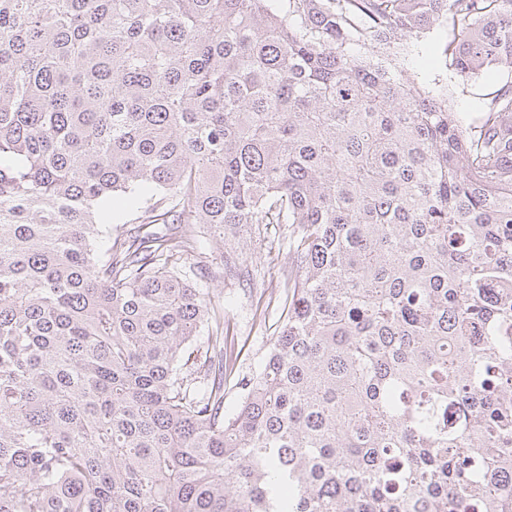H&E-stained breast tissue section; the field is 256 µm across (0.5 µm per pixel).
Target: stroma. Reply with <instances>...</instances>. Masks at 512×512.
<instances>
[{"label":"stroma","mask_w":512,"mask_h":512,"mask_svg":"<svg viewBox=\"0 0 512 512\" xmlns=\"http://www.w3.org/2000/svg\"><path fill=\"white\" fill-rule=\"evenodd\" d=\"M453 37L450 26H434L401 50V66L415 82L432 95H447L462 126L475 124L482 110L506 75L490 66L482 74L465 78L445 64L443 47ZM287 231L283 225L262 226L248 239L251 256L247 276L226 278L221 266L223 245H207L200 259L212 275L203 279L195 270L186 277L214 296L224 323L228 362L224 372V409L234 411L240 402L238 383L264 364L271 342L281 325L286 288L281 275L288 262Z\"/></svg>","instance_id":"obj_1"}]
</instances>
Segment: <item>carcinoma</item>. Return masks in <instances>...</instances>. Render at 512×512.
Listing matches in <instances>:
<instances>
[{
    "label": "carcinoma",
    "mask_w": 512,
    "mask_h": 512,
    "mask_svg": "<svg viewBox=\"0 0 512 512\" xmlns=\"http://www.w3.org/2000/svg\"><path fill=\"white\" fill-rule=\"evenodd\" d=\"M276 2L0 0V512H512V81L395 52L512 73V0ZM186 224L288 225L232 412ZM452 37L449 25L434 26L400 50L399 61L415 82L432 95L447 94L452 112L463 127H468L479 120L484 105L506 80L507 74L490 66L478 77L464 78L446 67L442 49Z\"/></svg>",
    "instance_id": "cac0c4a2"
}]
</instances>
